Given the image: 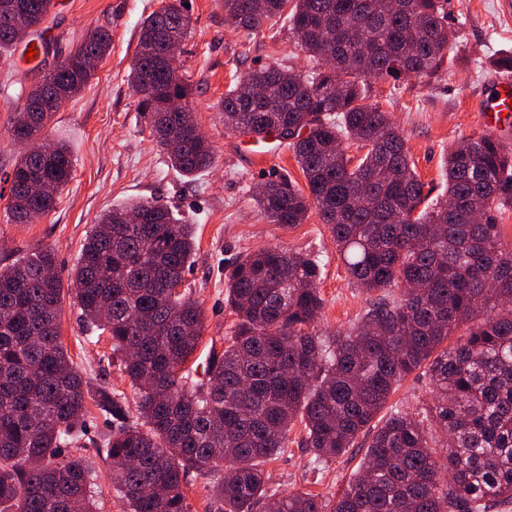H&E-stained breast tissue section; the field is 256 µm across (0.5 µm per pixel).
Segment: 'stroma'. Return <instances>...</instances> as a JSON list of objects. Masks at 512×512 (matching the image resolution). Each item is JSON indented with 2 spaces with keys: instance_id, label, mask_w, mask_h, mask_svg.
<instances>
[{
  "instance_id": "stroma-1",
  "label": "stroma",
  "mask_w": 512,
  "mask_h": 512,
  "mask_svg": "<svg viewBox=\"0 0 512 512\" xmlns=\"http://www.w3.org/2000/svg\"><path fill=\"white\" fill-rule=\"evenodd\" d=\"M188 2L192 28L177 64L192 89L193 115L215 157L211 168L193 177L168 165L128 83L141 22L159 7V0H55L45 33L59 52L100 26L111 29L112 48L94 78L40 134L42 140L69 145L73 174L54 209L30 224L15 223L8 210L9 177L19 151L10 128L29 88L57 57L29 60L17 45L0 58V267L18 254L49 248L62 281H69L101 214L138 199L166 204L196 226V250L185 281L205 317L194 363L200 371L210 355L223 352L224 338L238 322L224 296L230 266L241 253L278 246L321 258L324 307L315 325L317 333L347 328L365 311L369 297L351 283L330 230L316 213L290 227L271 223L258 211L253 194L265 180L285 174L297 188L306 186L288 147L268 150L224 125L222 103L235 73L270 64L307 71L314 60L295 43L287 19L267 23L260 33L248 36L227 18L220 0ZM451 17L463 22V46L452 63L430 78L372 81L366 88L367 101L390 112L399 125L415 169L435 199L445 195L441 167L450 148L461 138L486 133L479 99L497 72L495 60L512 52V9L506 0H451ZM61 334L90 391L102 388L134 404L135 390L106 359L110 341L90 337L71 298L63 304ZM389 403L407 410L431 407L434 394L428 369L416 370L401 381ZM87 407L85 446L80 453L93 463L103 490L98 512H127L112 489L105 462L112 418L101 413L95 402ZM301 436V425H294L287 451L266 463L271 487L310 492L336 502L359 468L363 449H353L319 469L301 446Z\"/></svg>"
}]
</instances>
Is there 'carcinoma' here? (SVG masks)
<instances>
[{"label": "carcinoma", "mask_w": 512, "mask_h": 512, "mask_svg": "<svg viewBox=\"0 0 512 512\" xmlns=\"http://www.w3.org/2000/svg\"><path fill=\"white\" fill-rule=\"evenodd\" d=\"M0 7V51L45 19L53 0ZM254 35L282 15L301 48L324 66L246 71L224 93V123L288 142L309 189L279 175L254 192L274 224L304 223L316 209L352 283L378 293L359 321L312 332L323 311L316 258L266 247L241 255L228 276L238 315L207 381L186 368L204 316L184 285L194 228L158 201L103 214L83 245L68 288L54 252L38 249L0 268V512H97L94 470L65 454L84 438L88 381L60 334L64 294L111 342L136 391L135 415L105 390L97 407L116 422L106 446L112 489L129 512H191L185 476L217 480L224 512H508L512 506V247L495 212L512 206V150L491 134L462 138L446 154L443 200L406 153L390 113L366 102L367 79L430 78L456 55L450 0H222ZM191 19L183 0H161L141 23L129 74L141 111L170 165L189 177L214 151L190 112V85L166 47ZM112 33L95 28L76 52L99 60ZM95 76L77 63L43 74L11 126L24 146L13 167L16 223L55 207L72 177L64 143L36 137ZM366 149L358 162L348 142ZM466 339L440 346L460 324ZM429 365L437 402L393 409L373 427L366 460L332 505L268 486L263 465L302 446L324 464L354 447L399 381Z\"/></svg>", "instance_id": "carcinoma-1"}]
</instances>
